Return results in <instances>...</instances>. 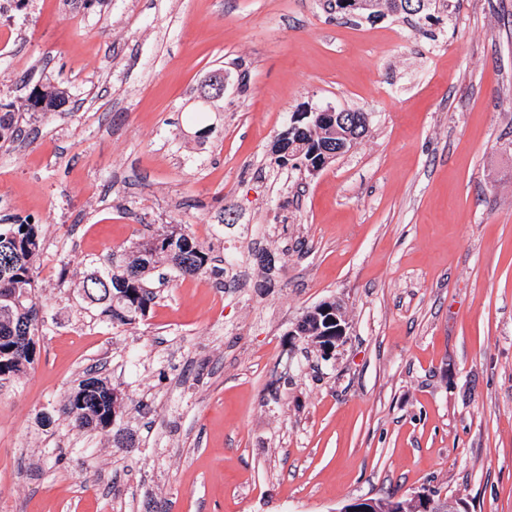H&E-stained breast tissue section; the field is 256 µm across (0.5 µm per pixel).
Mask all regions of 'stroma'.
I'll use <instances>...</instances> for the list:
<instances>
[{
    "instance_id": "35a3bbf8",
    "label": "stroma",
    "mask_w": 512,
    "mask_h": 512,
    "mask_svg": "<svg viewBox=\"0 0 512 512\" xmlns=\"http://www.w3.org/2000/svg\"><path fill=\"white\" fill-rule=\"evenodd\" d=\"M0 227L34 218L48 321L0 386V512H337L430 488L512 512V0L337 19L325 0L8 7ZM223 73V99L201 103ZM52 83L58 111L25 109ZM369 115L318 174L279 167L301 107ZM108 187L93 199L91 186ZM206 273L111 323L81 291L148 230ZM324 301L346 336L296 327ZM108 428L60 408L87 376ZM311 318L315 319L318 325L323 320L326 324H333L331 333L335 336H314L316 327L312 325V329L308 330L311 339L316 343L321 355L328 357L335 350L336 346L343 340L346 335V326L343 313L339 306L330 302H324L318 305L311 312ZM123 399L120 391L108 387L97 377H89L82 380L68 396L63 413L74 429L107 428L112 425L116 407L121 405Z\"/></svg>"
}]
</instances>
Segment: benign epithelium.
<instances>
[{
	"label": "benign epithelium",
	"mask_w": 512,
	"mask_h": 512,
	"mask_svg": "<svg viewBox=\"0 0 512 512\" xmlns=\"http://www.w3.org/2000/svg\"><path fill=\"white\" fill-rule=\"evenodd\" d=\"M303 125L311 128L314 133L321 132L323 127L330 132L329 139L320 142V145L305 159L302 158L301 152L293 150V146L288 144L289 132ZM357 126L358 120L333 106L309 107L296 112L293 114L290 126L277 136L282 146L281 152L278 153L280 162L287 165L289 161L294 160L314 174L329 161L346 154L355 146L358 139ZM311 318L318 323L323 321L334 325L332 335L312 337L321 355L327 357L346 335L343 313L339 306L324 302L312 310ZM336 512H468V510L459 499L425 489L402 501L396 498L390 505L375 498H356L343 504Z\"/></svg>",
	"instance_id": "obj_1"
}]
</instances>
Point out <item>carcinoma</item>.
Instances as JSON below:
<instances>
[{"label":"carcinoma","mask_w":512,"mask_h":512,"mask_svg":"<svg viewBox=\"0 0 512 512\" xmlns=\"http://www.w3.org/2000/svg\"><path fill=\"white\" fill-rule=\"evenodd\" d=\"M369 0L344 3L331 0L330 9L344 18L365 9ZM63 92L42 86L26 99L27 107L42 112L54 110ZM15 113L0 115V143L12 144L20 127ZM40 227L26 220L0 231V380L22 373L33 362L34 337L40 317L33 275V261L42 249ZM163 258L179 275L196 276L206 271L208 256L202 244L175 225L138 242L135 250L119 263L94 269L82 281V291L92 302L104 305L114 322L127 324L144 316L157 299L151 283L156 259ZM122 393L97 377L82 380L71 393L63 413L77 430L112 425Z\"/></svg>","instance_id":"1"}]
</instances>
